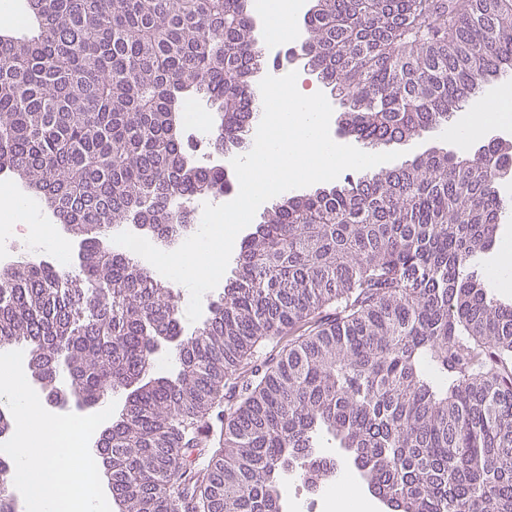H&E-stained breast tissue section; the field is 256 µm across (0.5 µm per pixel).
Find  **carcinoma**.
I'll use <instances>...</instances> for the list:
<instances>
[{
    "label": "carcinoma",
    "mask_w": 512,
    "mask_h": 512,
    "mask_svg": "<svg viewBox=\"0 0 512 512\" xmlns=\"http://www.w3.org/2000/svg\"><path fill=\"white\" fill-rule=\"evenodd\" d=\"M251 0H27L0 34V172L78 239V272L0 271V349L23 344L42 389L129 391L99 440L121 512H280V476L313 484L327 435L402 512H512V304L474 269L512 200V154L433 150L283 195L243 239L224 295L183 334L179 296L108 229L173 244L184 203L229 192L185 144L246 147L265 64ZM307 67L371 147L448 124L512 71V0H315ZM176 339L173 375H154ZM212 449L187 472L186 451ZM200 112L209 115L210 111L205 106V103L197 105ZM196 105L191 103L187 107L185 113V127L188 137V142H192L194 145V151L197 152V157L207 163L219 162L224 163V160H216L212 154H210V134L209 124L203 122L200 118L199 112H197Z\"/></svg>",
    "instance_id": "obj_1"
}]
</instances>
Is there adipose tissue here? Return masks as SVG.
<instances>
[{"label":"adipose tissue","instance_id":"ef3b65f1","mask_svg":"<svg viewBox=\"0 0 512 512\" xmlns=\"http://www.w3.org/2000/svg\"><path fill=\"white\" fill-rule=\"evenodd\" d=\"M306 0H269L264 12L263 29L270 41H283L295 37ZM512 102V78H504L483 98L463 110L451 123L449 135L463 147L483 138L493 127L506 126L512 115L504 107ZM0 215L13 224L23 226L32 241L53 248L61 242L53 225L37 219L31 206L19 202L11 194L0 195Z\"/></svg>","mask_w":512,"mask_h":512}]
</instances>
